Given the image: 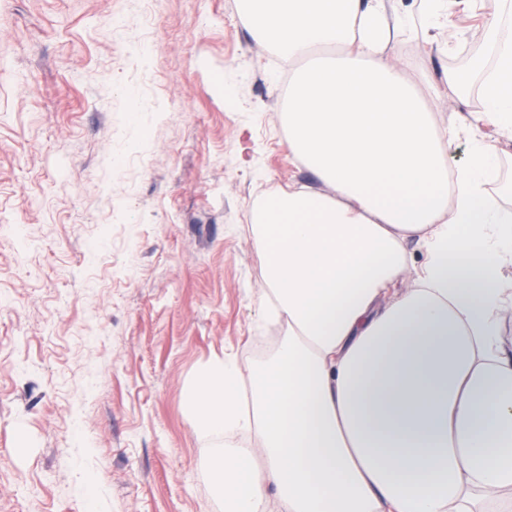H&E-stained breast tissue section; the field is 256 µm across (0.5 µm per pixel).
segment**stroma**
<instances>
[{"mask_svg": "<svg viewBox=\"0 0 512 512\" xmlns=\"http://www.w3.org/2000/svg\"><path fill=\"white\" fill-rule=\"evenodd\" d=\"M239 0H0V512H224L186 393L278 340L251 209L310 176L288 151L295 63ZM396 49L438 128L473 28Z\"/></svg>", "mask_w": 512, "mask_h": 512, "instance_id": "1", "label": "stroma"}]
</instances>
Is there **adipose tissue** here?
I'll list each match as a JSON object with an SVG mask.
<instances>
[{
	"label": "adipose tissue",
	"mask_w": 512,
	"mask_h": 512,
	"mask_svg": "<svg viewBox=\"0 0 512 512\" xmlns=\"http://www.w3.org/2000/svg\"><path fill=\"white\" fill-rule=\"evenodd\" d=\"M386 0H241L252 33L300 62L288 150L312 177L250 213L262 315L285 336L249 372L214 358L186 396L225 512H512V211L494 127L512 140V0H422L421 26L486 32L483 107L440 132L393 48ZM468 138L467 163L448 166ZM420 250V264L410 262ZM499 150V178L488 190L490 194L505 208H512V142L501 140L495 142Z\"/></svg>",
	"instance_id": "obj_1"
}]
</instances>
